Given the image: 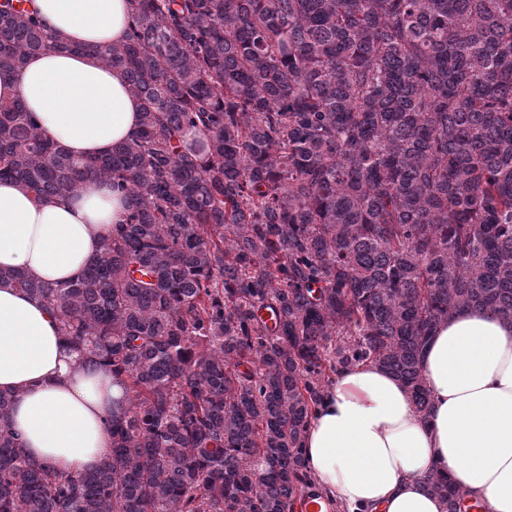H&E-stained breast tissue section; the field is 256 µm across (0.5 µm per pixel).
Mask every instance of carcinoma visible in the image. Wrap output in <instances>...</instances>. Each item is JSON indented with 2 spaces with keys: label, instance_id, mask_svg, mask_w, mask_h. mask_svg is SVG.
<instances>
[{
  "label": "carcinoma",
  "instance_id": "carcinoma-1",
  "mask_svg": "<svg viewBox=\"0 0 512 512\" xmlns=\"http://www.w3.org/2000/svg\"><path fill=\"white\" fill-rule=\"evenodd\" d=\"M25 2L0 0V70L68 49ZM127 3L98 56L131 139L76 158L0 102V181L125 205L77 281L0 268L124 391L84 475L33 462L0 392V512H294L332 375L376 364L425 418L434 329L512 321V0Z\"/></svg>",
  "mask_w": 512,
  "mask_h": 512
}]
</instances>
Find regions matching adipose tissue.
Instances as JSON below:
<instances>
[{"label": "adipose tissue", "instance_id": "ef3b65f1", "mask_svg": "<svg viewBox=\"0 0 512 512\" xmlns=\"http://www.w3.org/2000/svg\"><path fill=\"white\" fill-rule=\"evenodd\" d=\"M45 32L71 44L0 71V102L23 99L43 135L77 157L101 156L138 130L140 104L96 47L121 41L126 0H32ZM124 213L90 180L63 199L36 200L0 182V268L62 282L82 276ZM431 395L422 420L406 385L363 364L340 370L304 447L311 475L339 512H448L430 472L450 474L487 512H512V323L467 309L437 327L421 359ZM0 391L30 458L82 474L112 447L123 391L103 366H80L46 304L0 282Z\"/></svg>", "mask_w": 512, "mask_h": 512}]
</instances>
